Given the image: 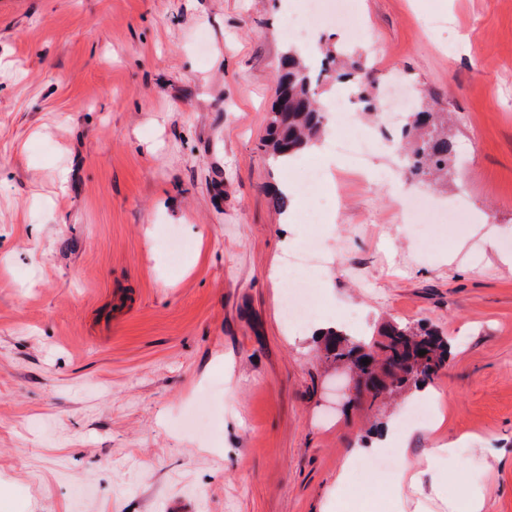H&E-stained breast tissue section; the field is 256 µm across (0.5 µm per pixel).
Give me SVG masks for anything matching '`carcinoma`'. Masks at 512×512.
<instances>
[{
  "label": "carcinoma",
  "mask_w": 512,
  "mask_h": 512,
  "mask_svg": "<svg viewBox=\"0 0 512 512\" xmlns=\"http://www.w3.org/2000/svg\"><path fill=\"white\" fill-rule=\"evenodd\" d=\"M363 71L361 63L346 62L341 52L327 55L325 67L315 71L294 50H286L278 63L276 98L263 139L265 152L274 159L293 156L325 133L327 120L316 95L330 72L354 85L366 109L377 110L378 93L365 94ZM402 138L406 140L403 152L410 176H448V166L455 159V141L442 120L417 104L408 109ZM379 336V340H355L336 330L328 333L324 344L326 357L354 372L356 386L369 390L374 400L416 389L448 366L450 344L435 330L393 323L386 325ZM420 350L425 354H418ZM374 354L380 357V364L370 373L361 360Z\"/></svg>",
  "instance_id": "1"
}]
</instances>
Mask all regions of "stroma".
<instances>
[{
    "instance_id": "35a3bbf8",
    "label": "stroma",
    "mask_w": 512,
    "mask_h": 512,
    "mask_svg": "<svg viewBox=\"0 0 512 512\" xmlns=\"http://www.w3.org/2000/svg\"><path fill=\"white\" fill-rule=\"evenodd\" d=\"M356 2L358 44L289 40L297 0H0V512H395L388 474H336L432 395L410 456L467 438L484 512H512V0ZM289 47L451 113L447 180L407 179L403 114L360 111L374 154L332 168L341 206L282 224L279 185L329 155L264 153ZM397 184L467 198L466 232L422 249ZM312 235L321 312L356 337L433 328L447 369L375 403L286 325L273 270Z\"/></svg>"
}]
</instances>
